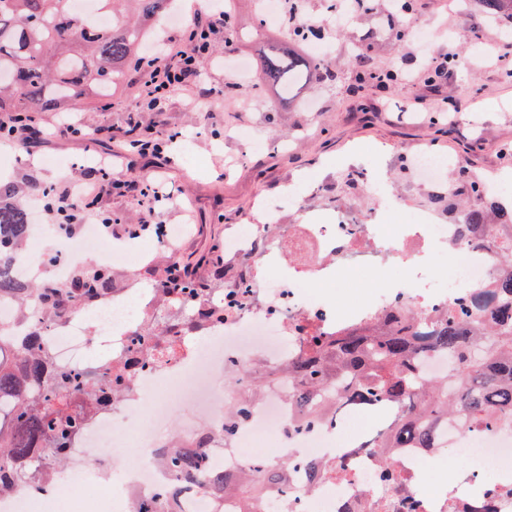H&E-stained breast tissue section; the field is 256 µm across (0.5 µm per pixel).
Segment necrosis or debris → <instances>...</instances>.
Instances as JSON below:
<instances>
[{
	"label": "necrosis or debris",
	"mask_w": 512,
	"mask_h": 512,
	"mask_svg": "<svg viewBox=\"0 0 512 512\" xmlns=\"http://www.w3.org/2000/svg\"><path fill=\"white\" fill-rule=\"evenodd\" d=\"M264 230V225L249 224L224 240L227 253L248 259L259 278L246 288L226 285L216 300L192 303V319L169 323L153 340L152 361L131 369L127 394L109 402L93 421L80 423L63 493L69 512H110L116 503L132 504L137 512H157L161 507L166 512H240V502L233 497L219 502L197 494L161 504L159 493L171 478L166 468L171 443L165 391L203 411L206 426L213 435H221L224 392L215 379L231 372L246 376L255 366L287 368L309 340L335 335L340 328H371L394 310L432 324L456 311L463 286L487 283L496 269L497 248L491 235L465 239L457 225L419 219L390 229L340 213L331 224L303 225V244L313 253L311 262L268 279L261 272L275 264L277 246L263 242ZM64 245L71 251L92 247L104 265L131 255L144 264L150 259L135 233L112 240L89 226ZM450 250L458 261L447 287L417 285L414 277L430 266L433 253ZM391 267L398 269V276L383 280L385 269ZM345 273L361 274L381 287L340 307L318 286ZM159 294L156 288H126L96 309L85 308L45 326L55 362L76 371L94 368L96 347L107 359L126 358L139 332L134 319H146ZM354 411V406L343 404L310 423L298 414L286 390L266 392L249 402L243 426L221 451L224 470L241 473L250 468L258 459L252 448L259 444L288 458V492L262 499L257 512H270L276 505L288 512H512V480L499 472L500 465L512 464V428L449 431L452 447L469 463L446 490L425 495L420 491L419 467L425 449H390L394 464L388 469L369 435H360L349 447H337L336 433ZM101 448L125 449L123 480L85 471V456ZM315 459L328 461L329 468L313 483L307 478V464Z\"/></svg>",
	"instance_id": "obj_1"
}]
</instances>
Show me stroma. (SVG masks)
<instances>
[{
	"instance_id": "35a3bbf8",
	"label": "stroma",
	"mask_w": 512,
	"mask_h": 512,
	"mask_svg": "<svg viewBox=\"0 0 512 512\" xmlns=\"http://www.w3.org/2000/svg\"><path fill=\"white\" fill-rule=\"evenodd\" d=\"M238 24L250 33L237 44L233 58L217 52L204 68L207 86L223 88L237 83L234 97L192 102L173 95L167 111L140 108L137 83L141 72L130 68L109 108L74 111L89 129L126 130L129 121L141 127L176 131V141L161 157L139 158L137 173L153 179L162 195L156 208L164 224H185L189 233L176 254L156 251L149 266L135 270L112 269L113 288H161L163 265L180 258L189 274L211 294L223 293L226 283L246 275L242 263L212 259L223 250L226 235L237 226L276 221L268 235L276 240L286 265L303 259L288 249L285 224L321 223L337 210H355L371 218L378 200L362 179L373 172L382 176L387 193L396 195L400 211L387 215L390 224L404 221L406 210L417 208L436 223H453V205L431 203L447 194L465 172L481 175L512 173V78L485 55L472 49L469 38L479 32L486 42L512 44L500 24L478 7L476 0H421L408 19L391 11L363 14L330 28L337 49L332 62L335 81L288 100L262 78L261 60L272 46L285 45L281 25L259 26L252 0H228ZM430 28L431 51L452 49L460 62L447 78L430 83L421 65L422 54L412 39H394L397 28ZM374 35L369 70L411 73L409 82L386 87L359 80L350 48ZM474 96L477 105L458 124H448L440 112L443 98ZM257 130L266 147L243 153L238 130ZM112 143L104 134L89 139L50 138L0 168V182L28 192L46 185L80 192L84 165L95 155L110 154ZM446 156L450 167L435 182H419L412 163L420 150ZM277 199L281 209L269 218L259 201Z\"/></svg>"
}]
</instances>
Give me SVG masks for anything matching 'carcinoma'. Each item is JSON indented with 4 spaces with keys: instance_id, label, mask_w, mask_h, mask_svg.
I'll return each instance as SVG.
<instances>
[{
    "instance_id": "carcinoma-1",
    "label": "carcinoma",
    "mask_w": 512,
    "mask_h": 512,
    "mask_svg": "<svg viewBox=\"0 0 512 512\" xmlns=\"http://www.w3.org/2000/svg\"><path fill=\"white\" fill-rule=\"evenodd\" d=\"M81 0H0V109L29 114L100 103L123 84L127 68L149 31L172 10L173 0H94L86 14ZM490 17L512 24V0H477ZM266 79L283 88L310 89L336 74L328 64L294 49H275L262 63ZM468 195L456 214L460 234L475 238L486 228L480 206L487 187L475 180L454 189ZM0 188V303L11 301L54 322L81 306L112 294L104 268H85L65 282H19L12 269L24 262L28 210L19 199H4ZM497 276L488 287L468 290L459 311L423 331L391 315L376 330H352L312 341L288 372L264 374L252 388L238 387L224 400V444L247 417V403L266 389L288 385L305 407L313 396L350 401L379 419L391 404L405 415L390 423L386 448H443L442 423H512V211L497 215ZM179 303L207 297L189 276L168 289ZM429 351L448 357V374L428 377L420 367ZM122 382L118 365L72 371L53 361L48 341L33 327L14 336L0 323V494L18 485L56 479L77 443L78 421L92 417L100 397ZM210 436L194 448L176 444L168 457L174 475L161 501L192 489L208 496L239 497L251 504L274 486L287 484L288 468L275 463L232 478L206 461Z\"/></svg>"
}]
</instances>
